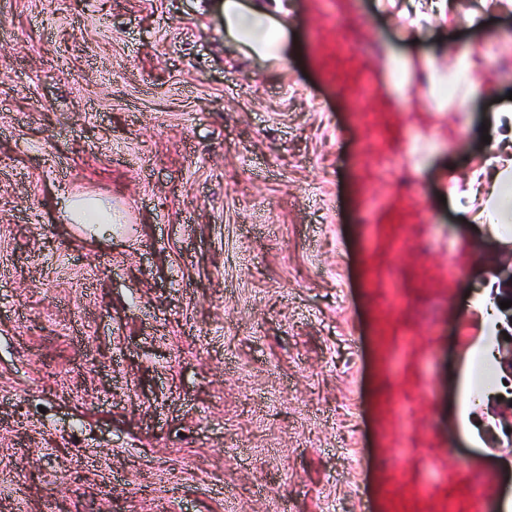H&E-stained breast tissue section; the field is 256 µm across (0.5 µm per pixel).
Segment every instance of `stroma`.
Instances as JSON below:
<instances>
[{
    "mask_svg": "<svg viewBox=\"0 0 512 512\" xmlns=\"http://www.w3.org/2000/svg\"><path fill=\"white\" fill-rule=\"evenodd\" d=\"M293 2L275 62L211 0H0V512H442L461 483L454 512H506L512 436L463 391L503 377L466 305L512 228L449 194L498 153L512 0L414 41L383 0ZM425 59L482 96L438 103ZM70 217L77 224H100L112 219L99 201L91 198H76L69 203Z\"/></svg>",
    "mask_w": 512,
    "mask_h": 512,
    "instance_id": "35a3bbf8",
    "label": "stroma"
}]
</instances>
